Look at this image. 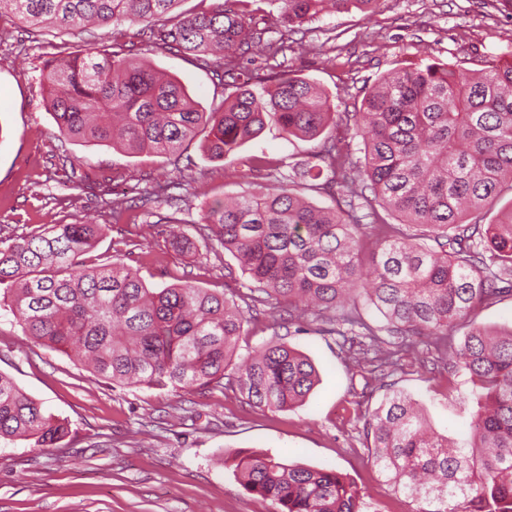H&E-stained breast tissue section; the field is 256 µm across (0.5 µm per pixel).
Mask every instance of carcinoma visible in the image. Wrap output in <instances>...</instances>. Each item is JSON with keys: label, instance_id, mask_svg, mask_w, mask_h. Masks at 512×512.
Wrapping results in <instances>:
<instances>
[{"label": "carcinoma", "instance_id": "carcinoma-1", "mask_svg": "<svg viewBox=\"0 0 512 512\" xmlns=\"http://www.w3.org/2000/svg\"><path fill=\"white\" fill-rule=\"evenodd\" d=\"M182 0H0L27 26L77 28L151 20L143 30L162 53L197 57L224 85L208 110L175 77L158 73L123 46L47 60L41 81L59 135L169 159L202 136V152L222 160L257 138L268 122L287 136L317 142L311 160L282 171L254 158L270 180L237 198L214 199L173 246L191 252L216 241L256 287L215 292L191 281L150 288L123 261L88 266L100 224H55L31 237L0 240V289L9 312L34 343L87 365L95 378L127 387L229 389L258 408L286 410L318 381L311 360L285 342H269L228 371L239 339L269 316L274 325L316 321L348 325L362 337L341 344L365 387L385 390L368 412L370 461L414 512H512V327L470 320L476 305L512 281V209L488 224L474 219L512 190V63L463 73L437 59L382 76L346 125L359 147L338 146L325 131L335 118L312 81L278 70L242 80L241 59L254 47L286 55L288 34L354 6L371 13L379 0H268L278 5L279 37L261 27L260 0H200L166 23ZM336 188L341 201L318 207L299 195ZM390 213L389 223L377 207ZM372 250L362 259L365 242ZM243 301L247 310L240 309ZM385 324L367 323L359 306ZM468 327L454 345L452 332ZM424 343L436 364L467 373L478 410L462 443L428 429L406 393L385 382L401 355ZM67 424L0 373V439L60 444ZM243 488L274 512H368L346 475L273 456L248 454L235 465Z\"/></svg>", "mask_w": 512, "mask_h": 512}]
</instances>
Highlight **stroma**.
<instances>
[{"label": "stroma", "mask_w": 512, "mask_h": 512, "mask_svg": "<svg viewBox=\"0 0 512 512\" xmlns=\"http://www.w3.org/2000/svg\"><path fill=\"white\" fill-rule=\"evenodd\" d=\"M144 26L124 23L117 40L108 26L33 30L13 15L0 16V239L91 218L105 230L88 264L123 259L154 288L190 280L219 292L247 290L248 276H224L231 254L172 249L176 227L165 218L199 220L204 203L245 194L260 182L254 157L300 164L313 142L271 125L221 162L206 160L197 139L173 161L136 157L60 137L46 107L40 81L46 60L116 40L177 75L203 107L219 106L224 88L217 79L199 62L147 50L139 37ZM288 44L293 73L324 89L337 112H355L382 75L431 56L469 73L512 62V0H380L369 14L354 9L306 24ZM181 173L189 192L180 210L161 202L155 217L144 216L138 189ZM114 200L125 208L117 224ZM278 338L312 360L319 382L300 406L271 412L230 391L135 389L94 380L73 358L32 343L0 309V373L70 427L56 448L0 440V512H272L269 501L244 490L232 466L235 457L253 452L346 474L372 512H412L411 500L395 494L369 460L364 416L383 391L362 396L363 381L335 336L309 321L278 330L257 323L240 341L237 360ZM430 359L423 349L404 356L395 387L420 402L437 433L468 439L476 410L472 384L466 375L434 369Z\"/></svg>", "instance_id": "obj_1"}]
</instances>
